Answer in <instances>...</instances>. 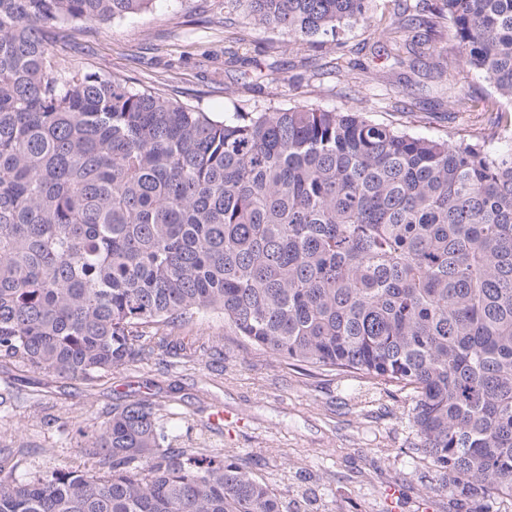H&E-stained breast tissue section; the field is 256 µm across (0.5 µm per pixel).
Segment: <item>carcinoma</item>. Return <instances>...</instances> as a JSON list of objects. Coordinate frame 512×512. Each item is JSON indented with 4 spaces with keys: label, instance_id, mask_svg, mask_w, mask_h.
Listing matches in <instances>:
<instances>
[{
    "label": "carcinoma",
    "instance_id": "1",
    "mask_svg": "<svg viewBox=\"0 0 512 512\" xmlns=\"http://www.w3.org/2000/svg\"><path fill=\"white\" fill-rule=\"evenodd\" d=\"M151 0H0V361L93 381L215 313L292 364L416 398L424 459L493 512L512 497V148L294 106L217 119L61 66L62 28ZM297 41L367 0H238ZM398 13L392 66L415 53ZM465 67L512 104V0H439ZM128 401L92 465L0 473V512H285L233 456L166 448Z\"/></svg>",
    "mask_w": 512,
    "mask_h": 512
}]
</instances>
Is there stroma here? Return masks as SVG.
<instances>
[{
    "instance_id": "1",
    "label": "stroma",
    "mask_w": 512,
    "mask_h": 512,
    "mask_svg": "<svg viewBox=\"0 0 512 512\" xmlns=\"http://www.w3.org/2000/svg\"><path fill=\"white\" fill-rule=\"evenodd\" d=\"M396 9V0H369V23L345 28L339 41L294 43L255 25L238 0H152L111 25L73 32L64 59L221 117L303 104L364 112L422 136L480 135L494 113L456 112L448 101L466 93L481 102L493 90L461 68L447 32L416 28L418 75L396 86L383 35ZM169 341L167 353L91 383L0 363V450L16 474L82 465L85 433L113 406L145 399L160 404L173 447L234 455L291 510L478 512L477 501L446 491L443 473L420 461L411 391L288 365L211 314ZM219 410L229 418L216 425ZM393 486L400 496L391 503Z\"/></svg>"
}]
</instances>
